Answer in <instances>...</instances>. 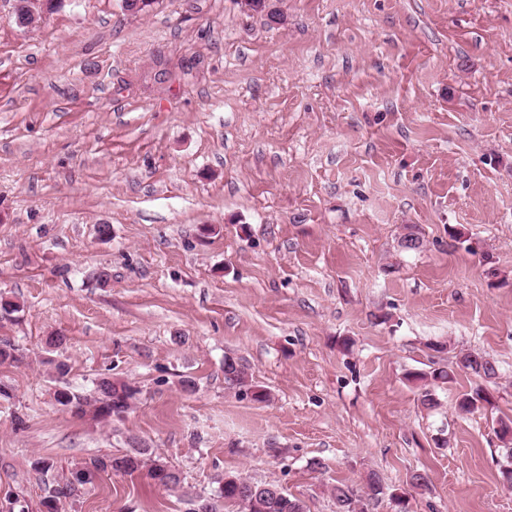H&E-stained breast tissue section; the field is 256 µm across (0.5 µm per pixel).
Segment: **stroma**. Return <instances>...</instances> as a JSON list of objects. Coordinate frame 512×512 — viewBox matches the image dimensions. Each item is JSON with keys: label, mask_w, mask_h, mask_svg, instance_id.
Instances as JSON below:
<instances>
[{"label": "stroma", "mask_w": 512, "mask_h": 512, "mask_svg": "<svg viewBox=\"0 0 512 512\" xmlns=\"http://www.w3.org/2000/svg\"><path fill=\"white\" fill-rule=\"evenodd\" d=\"M279 5L58 0L22 28L0 0V341L23 355L0 365V512L133 440L180 487L108 470L59 512H190L227 474L336 512L372 472L406 505L369 512H512V0ZM467 352L497 381L457 373L424 409L408 373ZM104 376L138 389L123 416L55 403ZM224 380L232 388L254 389L256 391L254 395L255 400L265 401L268 397V394L263 389L249 381L244 366L232 357H225L224 359Z\"/></svg>", "instance_id": "1"}]
</instances>
